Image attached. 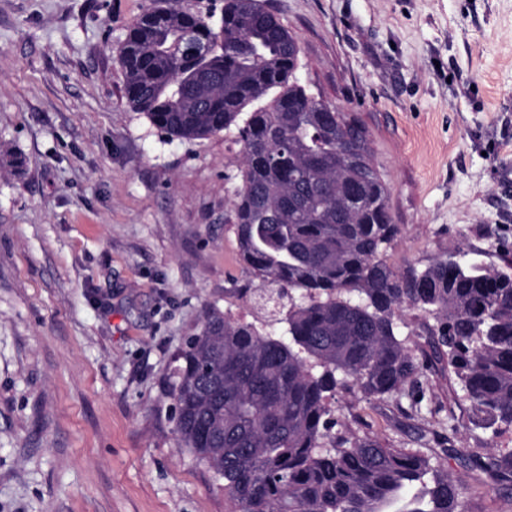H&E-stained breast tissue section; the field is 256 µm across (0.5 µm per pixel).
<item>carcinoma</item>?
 Masks as SVG:
<instances>
[{"mask_svg": "<svg viewBox=\"0 0 512 512\" xmlns=\"http://www.w3.org/2000/svg\"><path fill=\"white\" fill-rule=\"evenodd\" d=\"M117 54L127 103L161 136L236 129L239 258L288 293L281 334L212 312L177 359L179 441L223 481L230 512H462L465 490L424 455L332 435L331 400L417 383L412 308L436 320L474 424L512 427V262L450 253L406 276L387 264L398 225L369 134L300 84L298 44L263 0H154ZM475 463L512 487V453Z\"/></svg>", "mask_w": 512, "mask_h": 512, "instance_id": "obj_1", "label": "carcinoma"}]
</instances>
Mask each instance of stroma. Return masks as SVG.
I'll use <instances>...</instances> for the list:
<instances>
[{
    "label": "stroma",
    "mask_w": 512,
    "mask_h": 512,
    "mask_svg": "<svg viewBox=\"0 0 512 512\" xmlns=\"http://www.w3.org/2000/svg\"><path fill=\"white\" fill-rule=\"evenodd\" d=\"M297 40L313 96L360 116L399 232L401 275L445 254L512 252V0H265ZM151 0H0V512H228L180 447L176 357L207 313L274 323L229 222L241 167L223 131L168 140L124 94L117 47ZM417 386L342 392L335 435L418 452L465 488L464 512H512L475 463L512 427L475 428L403 313Z\"/></svg>",
    "instance_id": "obj_1"
}]
</instances>
